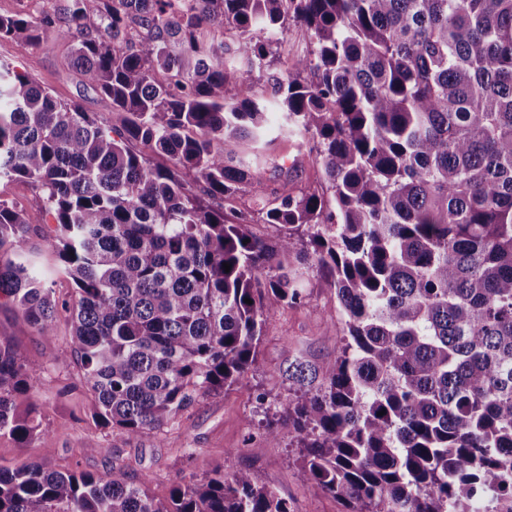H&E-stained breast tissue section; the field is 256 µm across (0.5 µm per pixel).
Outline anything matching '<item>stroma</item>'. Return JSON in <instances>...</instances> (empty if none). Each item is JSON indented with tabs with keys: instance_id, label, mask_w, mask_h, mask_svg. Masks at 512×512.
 <instances>
[{
	"instance_id": "1",
	"label": "stroma",
	"mask_w": 512,
	"mask_h": 512,
	"mask_svg": "<svg viewBox=\"0 0 512 512\" xmlns=\"http://www.w3.org/2000/svg\"><path fill=\"white\" fill-rule=\"evenodd\" d=\"M0 59L12 60L58 99L93 113L102 125H111L112 115L103 109L97 92L71 66L68 42L54 33L44 34L37 46L25 51L11 40L0 39ZM248 164L270 191L285 183L298 190L314 186L322 176L320 166L306 156L280 172L255 158ZM0 200L21 206L29 222L37 225L31 238L36 260L43 268L53 267L56 258L46 249L45 239L54 235L56 224L45 211L41 192L26 180L4 179ZM337 307L334 289L316 272H308L305 302L268 318L246 384L199 400L165 432L130 439L92 419L88 397L76 388L78 368L67 321L58 319L53 332L42 335L11 304L2 303L0 337L18 344L29 365L43 374L36 400L44 407L42 428L53 450L48 453L34 442L21 445L1 438L0 463L42 460L52 470L103 476L122 470L132 478L147 479L150 493L161 499L168 498L183 476H202L218 466L228 474L247 469L258 484L286 498L292 512H346L340 501L299 479L298 450L288 432H281L279 447H267L257 404L262 394L272 412H282L288 397L282 370L289 354L302 353L319 362L335 357L341 330L333 321ZM97 445L102 448L98 454L93 451Z\"/></svg>"
}]
</instances>
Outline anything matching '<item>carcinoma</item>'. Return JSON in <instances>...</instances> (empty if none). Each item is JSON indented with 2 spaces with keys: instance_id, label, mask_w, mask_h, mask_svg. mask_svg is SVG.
Segmentation results:
<instances>
[{
  "instance_id": "cac0c4a2",
  "label": "carcinoma",
  "mask_w": 512,
  "mask_h": 512,
  "mask_svg": "<svg viewBox=\"0 0 512 512\" xmlns=\"http://www.w3.org/2000/svg\"><path fill=\"white\" fill-rule=\"evenodd\" d=\"M214 22L216 46L200 39ZM296 25L310 49L276 73ZM47 31L122 119L102 127L0 62V178L42 191L57 260L35 270L36 226L0 200V299L42 334L69 315L96 424L161 432L244 383L267 319L306 298L279 260L299 252L341 323L333 360L292 355L283 371L299 479L348 512H512V0H71L62 16L0 15V39L22 49ZM272 103L297 151L314 141L320 187L269 194L227 149L261 142L284 169ZM241 193L252 209L214 206ZM258 221L281 235L255 237ZM40 383L1 339L0 437L52 448ZM0 512L291 510L248 470L183 477L160 500L123 473L21 461L0 465Z\"/></svg>"
}]
</instances>
